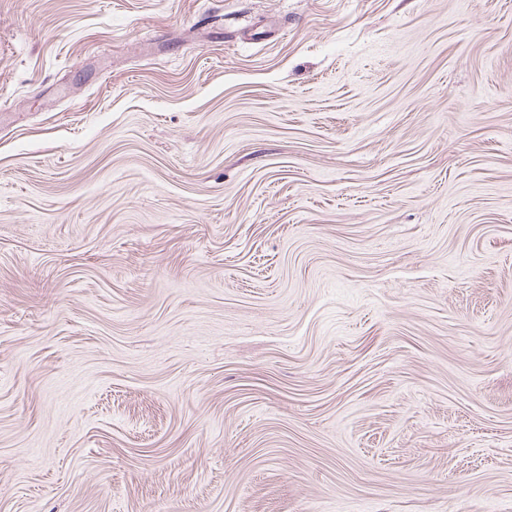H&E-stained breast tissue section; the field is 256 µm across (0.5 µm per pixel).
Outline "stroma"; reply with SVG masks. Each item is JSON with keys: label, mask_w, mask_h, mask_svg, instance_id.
<instances>
[{"label": "stroma", "mask_w": 512, "mask_h": 512, "mask_svg": "<svg viewBox=\"0 0 512 512\" xmlns=\"http://www.w3.org/2000/svg\"><path fill=\"white\" fill-rule=\"evenodd\" d=\"M0 512H512V0H0Z\"/></svg>", "instance_id": "35a3bbf8"}]
</instances>
